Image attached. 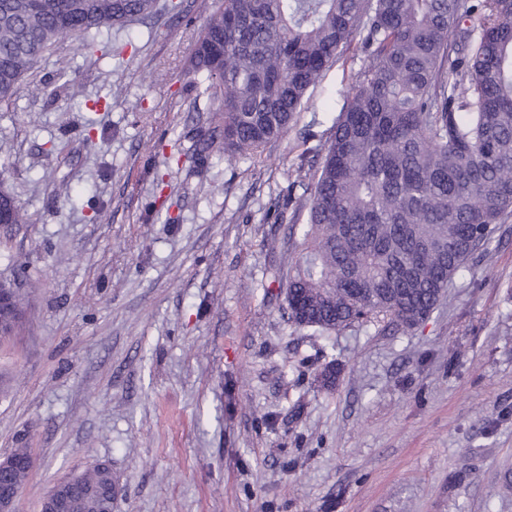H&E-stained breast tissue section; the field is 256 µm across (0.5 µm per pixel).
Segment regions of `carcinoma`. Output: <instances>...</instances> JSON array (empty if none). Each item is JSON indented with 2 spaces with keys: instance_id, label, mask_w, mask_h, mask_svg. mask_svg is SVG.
<instances>
[{
  "instance_id": "obj_1",
  "label": "carcinoma",
  "mask_w": 512,
  "mask_h": 512,
  "mask_svg": "<svg viewBox=\"0 0 512 512\" xmlns=\"http://www.w3.org/2000/svg\"><path fill=\"white\" fill-rule=\"evenodd\" d=\"M158 0H0V102L65 37L154 16ZM365 33L367 61L311 178L288 259V321L324 332L411 329L512 218V0H222L187 74L217 102L197 159L251 157ZM62 58L56 80L78 88ZM0 213L24 214L2 179ZM108 467L79 474L70 512H105Z\"/></svg>"
}]
</instances>
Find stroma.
<instances>
[{"label":"stroma","mask_w":512,"mask_h":512,"mask_svg":"<svg viewBox=\"0 0 512 512\" xmlns=\"http://www.w3.org/2000/svg\"><path fill=\"white\" fill-rule=\"evenodd\" d=\"M60 40L0 105V167L25 224L0 280L25 319L0 347V454L34 460L16 512L105 461L112 512H512V223L421 325L288 321V227L365 55L326 71L287 134L207 165L214 109L185 70L217 0ZM82 90L52 83L59 56ZM107 100L95 127L87 104ZM336 372L330 389L324 370Z\"/></svg>","instance_id":"obj_1"}]
</instances>
